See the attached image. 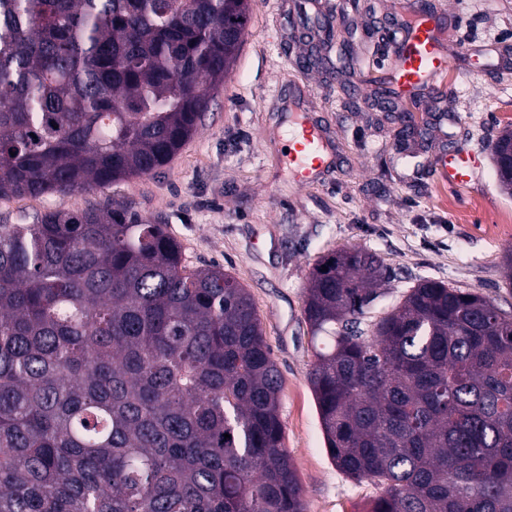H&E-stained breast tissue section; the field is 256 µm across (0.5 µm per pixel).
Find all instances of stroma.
I'll use <instances>...</instances> for the list:
<instances>
[{
  "label": "stroma",
  "instance_id": "1",
  "mask_svg": "<svg viewBox=\"0 0 512 512\" xmlns=\"http://www.w3.org/2000/svg\"><path fill=\"white\" fill-rule=\"evenodd\" d=\"M440 17L448 69L422 94L384 104L388 45L417 9ZM306 93L331 140L325 180L303 184L281 141ZM512 124V0H251L237 59L197 133L157 172L65 198L0 199V225L117 201L163 225L186 264H216L250 292L281 374L280 417L306 512H371L377 489L330 458L308 380L313 361L304 295L323 256L375 253L390 277L366 321L418 279L483 293L512 313L503 275L512 250V196L501 192L492 146ZM467 146L480 181L450 189L435 156Z\"/></svg>",
  "mask_w": 512,
  "mask_h": 512
}]
</instances>
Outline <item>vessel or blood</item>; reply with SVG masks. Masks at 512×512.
I'll list each match as a JSON object with an SVG mask.
<instances>
[{
    "label": "vessel or blood",
    "mask_w": 512,
    "mask_h": 512,
    "mask_svg": "<svg viewBox=\"0 0 512 512\" xmlns=\"http://www.w3.org/2000/svg\"><path fill=\"white\" fill-rule=\"evenodd\" d=\"M391 56L393 62L388 69V78L399 96H412L427 89L449 64L435 35V25L428 17L405 25L392 47ZM289 108L301 115L302 138L289 142L288 165L303 182H317L326 172L325 155L330 149V137L313 114L304 111L299 100H290ZM434 163L452 188H464L474 183L481 168L480 160L462 146L438 155Z\"/></svg>",
    "instance_id": "vessel-or-blood-1"
}]
</instances>
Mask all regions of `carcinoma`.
<instances>
[{"label":"carcinoma","mask_w":512,"mask_h":512,"mask_svg":"<svg viewBox=\"0 0 512 512\" xmlns=\"http://www.w3.org/2000/svg\"><path fill=\"white\" fill-rule=\"evenodd\" d=\"M249 0H0V198L144 176L198 130ZM512 130L493 145L512 196ZM328 271H322L323 267ZM312 270L308 379L372 512H512V314L421 279ZM246 288L119 205L0 227V512H305Z\"/></svg>","instance_id":"1"}]
</instances>
